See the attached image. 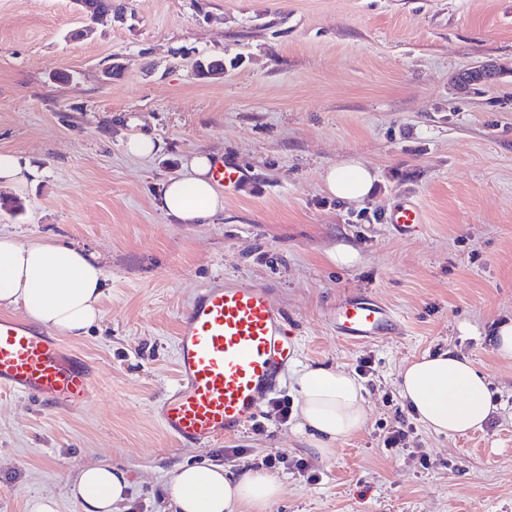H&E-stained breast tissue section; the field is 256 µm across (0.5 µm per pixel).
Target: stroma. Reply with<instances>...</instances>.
I'll list each match as a JSON object with an SVG mask.
<instances>
[{
	"label": "stroma",
	"mask_w": 512,
	"mask_h": 512,
	"mask_svg": "<svg viewBox=\"0 0 512 512\" xmlns=\"http://www.w3.org/2000/svg\"><path fill=\"white\" fill-rule=\"evenodd\" d=\"M115 2L119 16L91 22L75 0H0V151L37 171L0 185V233L78 248L109 277L98 324L67 339L95 368L88 401L50 409L0 391V512L44 496L83 512L71 479L102 460L128 472L129 512H162L176 465L235 475L274 458L283 493L265 512H512V358L494 349L512 323V0ZM217 59L223 74L197 77L198 61ZM484 63L498 79L460 91L457 76ZM134 135L158 152L128 155ZM196 153L247 178L212 223L174 224L157 191ZM349 156L378 177L359 203L322 185ZM408 202L424 222L400 235L386 217ZM339 244L355 265L330 264ZM218 280L279 294L295 369L360 376L368 419L329 458L290 422L204 449L163 433L155 408L175 383L178 318ZM358 290L404 333L338 340L328 310ZM446 350L490 381L497 411L483 430L432 433L400 395L406 361ZM402 420L414 431L394 454L383 438ZM228 447L243 456L225 460Z\"/></svg>",
	"instance_id": "35a3bbf8"
}]
</instances>
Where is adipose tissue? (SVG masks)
I'll return each mask as SVG.
<instances>
[{
  "mask_svg": "<svg viewBox=\"0 0 512 512\" xmlns=\"http://www.w3.org/2000/svg\"><path fill=\"white\" fill-rule=\"evenodd\" d=\"M211 155H192L178 175L161 184L160 210L175 224H206L224 209V197L211 178ZM327 191L346 201L372 195L376 173L349 158L329 167ZM107 275L95 257L71 246H24L0 234V307L22 308L33 324L69 336L84 334L101 317L99 305ZM294 430L310 451L329 457L336 444L361 428L368 409L364 387L343 370L308 366L297 372ZM400 395L418 420L434 433L463 435L483 429L496 409L486 377L464 356L424 355L405 363ZM130 481L108 462L81 469L71 492L85 512H126ZM282 493L270 473L247 469L228 478L220 465H183L163 487L176 512H235L245 505L264 512Z\"/></svg>",
  "mask_w": 512,
  "mask_h": 512,
  "instance_id": "obj_1",
  "label": "adipose tissue"
}]
</instances>
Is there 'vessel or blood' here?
I'll return each instance as SVG.
<instances>
[{
	"label": "vessel or blood",
	"mask_w": 512,
	"mask_h": 512,
	"mask_svg": "<svg viewBox=\"0 0 512 512\" xmlns=\"http://www.w3.org/2000/svg\"><path fill=\"white\" fill-rule=\"evenodd\" d=\"M212 175L219 187L229 189L243 178L236 166L222 161ZM422 221L413 204L400 206L388 218L401 232ZM329 314L344 342H369L403 331L397 316L368 293L344 296ZM296 357L274 289L245 284L204 288L178 321L177 384L156 407L163 432L200 447L237 434L257 418L262 398L279 390ZM0 389L75 408L93 390V367L49 332L0 316Z\"/></svg>",
	"instance_id": "obj_1"
}]
</instances>
